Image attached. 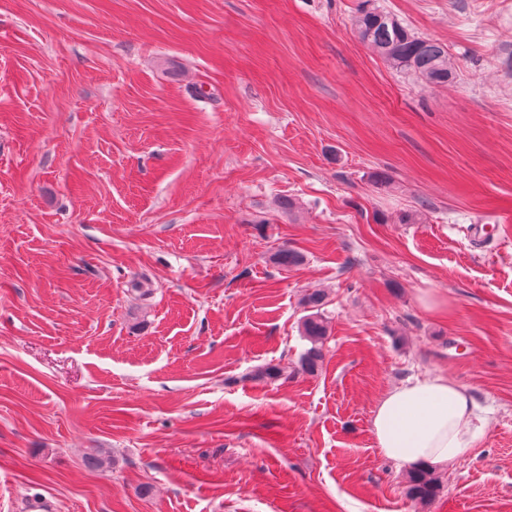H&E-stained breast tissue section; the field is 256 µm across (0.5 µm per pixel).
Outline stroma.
I'll return each mask as SVG.
<instances>
[{
    "instance_id": "obj_1",
    "label": "stroma",
    "mask_w": 512,
    "mask_h": 512,
    "mask_svg": "<svg viewBox=\"0 0 512 512\" xmlns=\"http://www.w3.org/2000/svg\"><path fill=\"white\" fill-rule=\"evenodd\" d=\"M367 1L453 80L361 43ZM431 372L486 433L422 506L370 420ZM34 493L512 512V0H0V512ZM324 301V295L320 292L308 294L304 303L307 307L316 309L307 315L302 322V334L311 344L302 357V369L314 372L322 359V345L328 335V326L325 319L318 312Z\"/></svg>"
}]
</instances>
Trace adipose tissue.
Instances as JSON below:
<instances>
[{
	"instance_id": "ef3b65f1",
	"label": "adipose tissue",
	"mask_w": 512,
	"mask_h": 512,
	"mask_svg": "<svg viewBox=\"0 0 512 512\" xmlns=\"http://www.w3.org/2000/svg\"><path fill=\"white\" fill-rule=\"evenodd\" d=\"M485 428L468 390L441 373L390 388L370 422L380 454L407 469L445 467L468 456L481 444Z\"/></svg>"
}]
</instances>
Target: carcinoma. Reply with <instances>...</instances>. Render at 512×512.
<instances>
[{
  "mask_svg": "<svg viewBox=\"0 0 512 512\" xmlns=\"http://www.w3.org/2000/svg\"><path fill=\"white\" fill-rule=\"evenodd\" d=\"M354 31L393 68L409 72L432 84H444L453 77L448 49L441 43L412 33L390 14L377 8H362L353 18ZM324 301L320 292L308 294L304 303L314 312L302 322V334L311 344L302 357V369L313 372L322 359V345L328 326L317 312ZM440 492V481L428 467L408 473L406 495L421 505L430 504Z\"/></svg>",
  "mask_w": 512,
  "mask_h": 512,
  "instance_id": "carcinoma-1",
  "label": "carcinoma"
}]
</instances>
